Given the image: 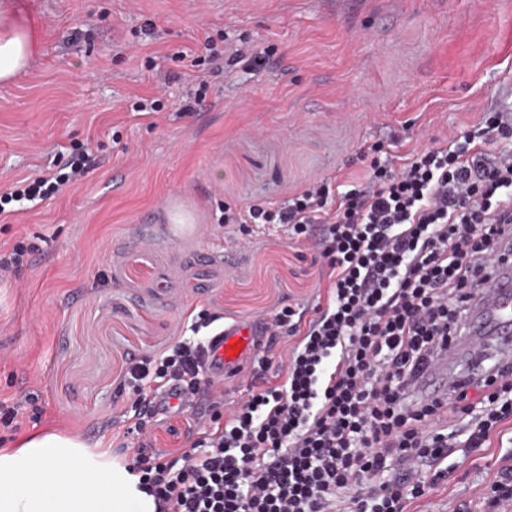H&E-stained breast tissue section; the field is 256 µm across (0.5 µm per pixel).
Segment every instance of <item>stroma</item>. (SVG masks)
Masks as SVG:
<instances>
[{
  "mask_svg": "<svg viewBox=\"0 0 512 512\" xmlns=\"http://www.w3.org/2000/svg\"><path fill=\"white\" fill-rule=\"evenodd\" d=\"M22 3L40 45L0 85V192L75 145L96 165L0 218V245L41 240L19 283L0 285V398L37 395L41 416L0 425V448L46 428L111 448L130 358L172 345L186 317L312 307L317 253L284 224L227 248L225 207L279 206L363 176L372 145L396 164L512 106V0ZM145 98L161 110L137 111ZM454 442L447 477L410 512H482L480 491L512 467V428L487 448Z\"/></svg>",
  "mask_w": 512,
  "mask_h": 512,
  "instance_id": "obj_1",
  "label": "stroma"
}]
</instances>
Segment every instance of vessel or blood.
<instances>
[{
  "instance_id": "vessel-or-blood-1",
  "label": "vessel or blood",
  "mask_w": 512,
  "mask_h": 512,
  "mask_svg": "<svg viewBox=\"0 0 512 512\" xmlns=\"http://www.w3.org/2000/svg\"><path fill=\"white\" fill-rule=\"evenodd\" d=\"M257 324L238 319L225 323L206 338V376L221 380L232 376L258 348ZM512 360V263L497 266L476 297L462 345L445 352L418 382L422 396L446 395L449 388L476 381L492 373L493 361ZM159 413L188 407L189 398L174 386L155 398Z\"/></svg>"
}]
</instances>
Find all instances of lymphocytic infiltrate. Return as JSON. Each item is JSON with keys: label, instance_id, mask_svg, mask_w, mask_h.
I'll return each instance as SVG.
<instances>
[{"label": "lymphocytic infiltrate", "instance_id": "1", "mask_svg": "<svg viewBox=\"0 0 512 512\" xmlns=\"http://www.w3.org/2000/svg\"><path fill=\"white\" fill-rule=\"evenodd\" d=\"M512 110L483 113L446 145L400 164L372 159L362 183L335 192L320 179L289 192L282 206L225 209L224 224H285L322 260L323 301L311 317L281 308L274 326L287 342L274 354L277 382L252 372L243 400L204 379V332L217 315L199 311L190 336L131 359L129 405L111 424L144 438L126 463L155 512H409L425 495L419 465L434 477L461 426L472 448L490 447L512 419V361L447 397L412 395L415 382L455 336L469 302L512 250ZM91 164L78 151L69 172H51L0 194L44 200ZM206 393L208 418L190 419L181 454L152 444L153 407L167 385Z\"/></svg>", "mask_w": 512, "mask_h": 512}]
</instances>
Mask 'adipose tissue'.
<instances>
[{
  "label": "adipose tissue",
  "mask_w": 512,
  "mask_h": 512,
  "mask_svg": "<svg viewBox=\"0 0 512 512\" xmlns=\"http://www.w3.org/2000/svg\"><path fill=\"white\" fill-rule=\"evenodd\" d=\"M36 49L15 0H0V84L26 70ZM0 512H154V503L107 450L44 430L0 448Z\"/></svg>",
  "instance_id": "1"
}]
</instances>
